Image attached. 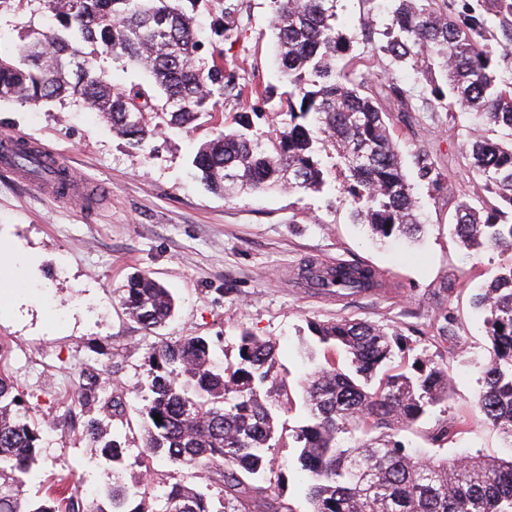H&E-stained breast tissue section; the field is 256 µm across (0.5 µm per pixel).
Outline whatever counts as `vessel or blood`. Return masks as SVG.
<instances>
[{"label": "vessel or blood", "mask_w": 512, "mask_h": 512, "mask_svg": "<svg viewBox=\"0 0 512 512\" xmlns=\"http://www.w3.org/2000/svg\"><path fill=\"white\" fill-rule=\"evenodd\" d=\"M21 141V136L14 134L0 136V166L14 171L25 185L33 187L38 193L51 197L63 205L78 208L84 205L90 195L96 194L95 184L82 180L75 171H68L67 182L62 185L53 175L15 165L13 150Z\"/></svg>", "instance_id": "b4317fda"}]
</instances>
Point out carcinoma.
<instances>
[{
  "instance_id": "obj_1",
  "label": "carcinoma",
  "mask_w": 512,
  "mask_h": 512,
  "mask_svg": "<svg viewBox=\"0 0 512 512\" xmlns=\"http://www.w3.org/2000/svg\"><path fill=\"white\" fill-rule=\"evenodd\" d=\"M52 24L30 29L14 49H0V101L37 104L70 97L96 113L128 145L144 149L161 131L182 129L216 111L235 73L223 53L202 54L185 4L202 0H45ZM271 28L286 99L275 115L280 128L265 137L240 113L202 143L192 166L211 191L242 193L288 189L318 193L327 186L319 152L332 149L349 176L343 191L353 221L372 235L414 239L422 231L419 205L403 170L384 100L397 112L412 105L392 83L377 90L345 63L352 40L336 28V0H269ZM391 18L378 32L379 50L391 64L426 74L430 107L477 113L499 133L475 129L461 145L470 168L508 208L486 216L466 197L455 202L453 229L479 250L512 251V78L499 59L512 45V0H390ZM501 48L492 45V27ZM107 53L144 70L155 94L117 88L96 65ZM417 178L439 192L444 174L429 158L418 160ZM303 277L340 294L378 286L374 267L339 262L321 269L306 261ZM126 313L150 333L176 310L169 288L149 273L131 277L122 290ZM490 341L489 364L477 406L486 425L512 448V264L475 294ZM325 362L302 381L306 416L292 429L288 467L301 477L308 512H512V459L462 455L452 461L424 456L409 434L448 397L449 367L419 356L393 365L406 337L394 326L336 319L307 322ZM214 340L184 336L148 352V396L140 410L143 450L128 461L117 423L126 411L122 386H114L100 411L116 427L90 418L82 433L112 465V482L93 497L73 491L61 475L52 495L29 497L23 476L38 461L45 432L0 372V512H294L281 501L280 485L266 482L278 432V412L292 405L288 381L273 368L276 343L245 331L236 365L214 364ZM101 375L89 370L77 401L97 397ZM160 415L161 421L154 419ZM455 419L437 420L426 440L453 442ZM181 469L207 468L202 489L179 480L163 499H150L162 480L154 462ZM141 469L127 483L122 471ZM135 507H130L132 502Z\"/></svg>"
}]
</instances>
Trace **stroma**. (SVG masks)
<instances>
[{"label":"stroma","mask_w":512,"mask_h":512,"mask_svg":"<svg viewBox=\"0 0 512 512\" xmlns=\"http://www.w3.org/2000/svg\"><path fill=\"white\" fill-rule=\"evenodd\" d=\"M384 0H337L336 25L353 40L361 72L410 91L415 112H391L404 170L427 222L419 244L380 245L351 223L342 189L326 193H257L228 199L209 191L191 167L198 144L218 128L202 117L173 135L160 134L145 151L131 149L98 115L74 99L37 106L0 102V134L17 133L44 143L82 175L109 187L94 210H72L39 195L10 171L0 169V371L47 426L42 457L26 476L35 494L44 480L72 470L82 493L103 488L112 471L90 449L82 425L98 405L80 407L75 394L82 374L101 373L105 384L126 392L123 432L127 453L142 450L139 411L147 383L150 347L184 336L218 338L221 361L235 360L237 337L247 329L277 342L275 370L286 376L292 395L306 364L311 320L365 319L400 328L416 349L447 362L452 379L448 400L433 419L461 417L467 433L444 447L460 453L507 457L498 434L475 407L487 368V342L470 296L508 260L496 251L474 253L452 233L453 197L494 205L493 195L469 170L460 147L475 121L431 111L423 102L426 82L410 69L390 66L376 41L358 24L363 12L382 11ZM43 0H29L0 14V43L19 44L29 26L41 25ZM224 0H201L197 24L203 42L224 51L239 86L278 85L269 29V0H243L230 32L215 35ZM276 102L226 93L224 115L248 112L257 132L277 127ZM429 156L445 175V189L432 195L418 182L416 160ZM323 266L359 261L377 269L384 291L324 298L298 281L306 260ZM153 273L172 290L178 312L158 334L147 333L126 315L120 288L137 272ZM452 314L456 336H438L443 314ZM290 437L273 450L281 473L282 500L294 512L306 503L297 475L289 470Z\"/></svg>","instance_id":"35a3bbf8"}]
</instances>
